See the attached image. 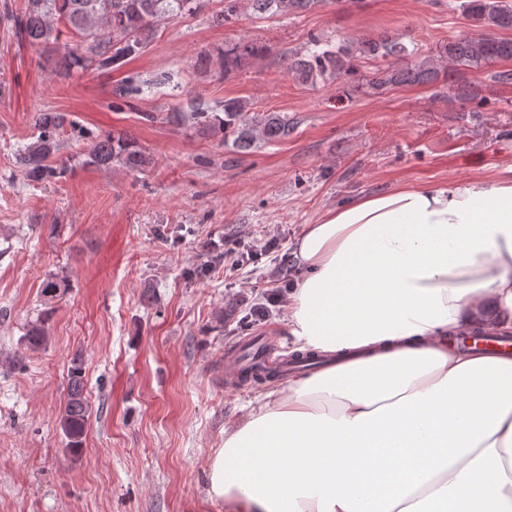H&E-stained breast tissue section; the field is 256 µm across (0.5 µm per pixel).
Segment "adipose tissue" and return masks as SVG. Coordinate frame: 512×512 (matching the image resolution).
<instances>
[{
  "label": "adipose tissue",
  "mask_w": 512,
  "mask_h": 512,
  "mask_svg": "<svg viewBox=\"0 0 512 512\" xmlns=\"http://www.w3.org/2000/svg\"><path fill=\"white\" fill-rule=\"evenodd\" d=\"M292 352L331 361L224 428L210 492L229 512H512V167L403 184L305 225Z\"/></svg>",
  "instance_id": "adipose-tissue-1"
}]
</instances>
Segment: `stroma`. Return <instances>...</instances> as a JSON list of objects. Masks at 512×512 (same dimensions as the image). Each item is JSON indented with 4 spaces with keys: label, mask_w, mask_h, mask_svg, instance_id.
I'll use <instances>...</instances> for the list:
<instances>
[{
    "label": "stroma",
    "mask_w": 512,
    "mask_h": 512,
    "mask_svg": "<svg viewBox=\"0 0 512 512\" xmlns=\"http://www.w3.org/2000/svg\"><path fill=\"white\" fill-rule=\"evenodd\" d=\"M461 2L325 0L295 16L244 6L217 26L209 17L222 4L208 0L205 11L160 21L121 63L59 77L15 27L27 0H0V512H226L209 494V460L265 385L227 387L225 366L264 336L268 360L287 358L283 292L304 225L363 193L512 166V82L497 78L512 60L373 94L377 60L311 85L286 74L283 59L314 37L401 32L433 57L453 38L481 35ZM235 42L268 52L226 77L214 59L199 63ZM129 79L141 92L117 107ZM463 85L472 100L460 99ZM229 98L285 113L288 138L238 153L214 127L178 120L191 104L215 110ZM45 111L68 120L67 172L34 183L16 155L36 142ZM120 131L148 166L91 163L94 137ZM53 276L68 286L51 339L10 365ZM77 355L91 415L73 456L59 415Z\"/></svg>",
    "instance_id": "35a3bbf8"
}]
</instances>
